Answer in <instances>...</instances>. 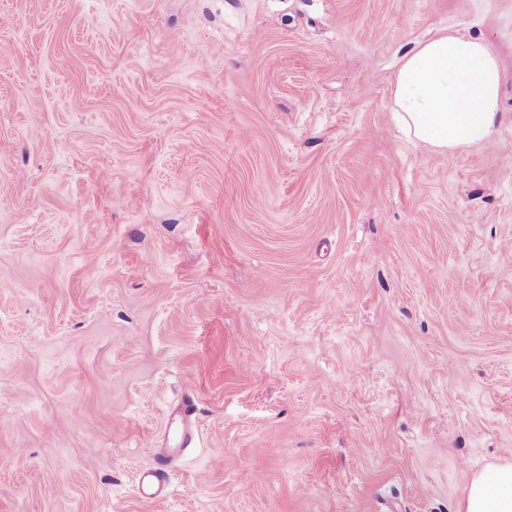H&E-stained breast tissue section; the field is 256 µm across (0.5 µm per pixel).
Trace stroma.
<instances>
[{
  "instance_id": "1",
  "label": "stroma",
  "mask_w": 512,
  "mask_h": 512,
  "mask_svg": "<svg viewBox=\"0 0 512 512\" xmlns=\"http://www.w3.org/2000/svg\"><path fill=\"white\" fill-rule=\"evenodd\" d=\"M1 17L0 512H459L512 461V0ZM446 31L505 73L454 152L393 107ZM165 471L161 468V463L156 466L142 469L138 477V492L142 498H152L161 485L165 483Z\"/></svg>"
}]
</instances>
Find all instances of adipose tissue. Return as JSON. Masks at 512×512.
<instances>
[{
  "mask_svg": "<svg viewBox=\"0 0 512 512\" xmlns=\"http://www.w3.org/2000/svg\"><path fill=\"white\" fill-rule=\"evenodd\" d=\"M503 82L495 47L477 36L444 33L403 57L395 111L419 142L443 150L478 146L495 133ZM461 512H512V463L474 475Z\"/></svg>",
  "mask_w": 512,
  "mask_h": 512,
  "instance_id": "1",
  "label": "adipose tissue"
}]
</instances>
